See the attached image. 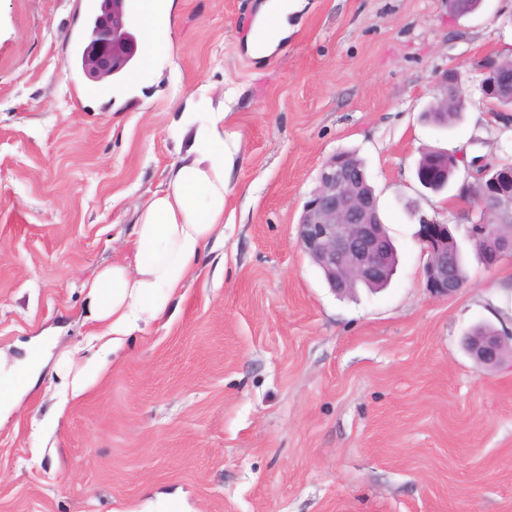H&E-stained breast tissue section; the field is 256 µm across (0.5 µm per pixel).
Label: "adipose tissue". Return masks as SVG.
Wrapping results in <instances>:
<instances>
[{
	"label": "adipose tissue",
	"instance_id": "adipose-tissue-1",
	"mask_svg": "<svg viewBox=\"0 0 512 512\" xmlns=\"http://www.w3.org/2000/svg\"><path fill=\"white\" fill-rule=\"evenodd\" d=\"M193 125L194 155L173 167L167 186L143 205L134 260L114 262L88 285L90 318L112 348L157 321L193 278L211 242L224 236V203L233 151L224 115L184 113Z\"/></svg>",
	"mask_w": 512,
	"mask_h": 512
}]
</instances>
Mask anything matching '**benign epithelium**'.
Returning <instances> with one entry per match:
<instances>
[{
    "label": "benign epithelium",
    "mask_w": 512,
    "mask_h": 512,
    "mask_svg": "<svg viewBox=\"0 0 512 512\" xmlns=\"http://www.w3.org/2000/svg\"><path fill=\"white\" fill-rule=\"evenodd\" d=\"M130 21L120 0H101L99 12L84 48L80 66L85 77L105 82L121 73L134 58L136 42L129 31ZM479 90L491 114L512 125V59L487 57L478 66ZM443 91L463 88V75L457 70L442 73ZM448 151L432 149L419 183L432 191L445 187ZM472 179L461 182L452 197L460 207L458 217L467 223V234L481 232L497 240V246L484 257L493 267L512 258V232L505 234L497 224L485 222L491 210L512 213V168L493 166L487 158L476 157L467 163ZM416 239L426 260L422 267L425 288L434 296L450 297L460 291L448 275V256L457 248L449 224L422 218ZM298 245L320 268L331 290L351 292L360 284L384 276L391 253L390 237L380 216L378 196L365 174H357L350 153L341 151L320 168L317 185L303 206L298 222ZM467 353L484 368L493 369L505 359L503 336L463 337Z\"/></svg>",
    "instance_id": "obj_1"
}]
</instances>
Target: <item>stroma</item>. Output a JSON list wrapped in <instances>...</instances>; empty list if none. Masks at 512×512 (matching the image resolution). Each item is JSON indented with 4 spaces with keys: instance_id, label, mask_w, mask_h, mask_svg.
I'll list each match as a JSON object with an SVG mask.
<instances>
[{
    "instance_id": "35a3bbf8",
    "label": "stroma",
    "mask_w": 512,
    "mask_h": 512,
    "mask_svg": "<svg viewBox=\"0 0 512 512\" xmlns=\"http://www.w3.org/2000/svg\"><path fill=\"white\" fill-rule=\"evenodd\" d=\"M265 0H175L154 66L89 82L73 60L96 0H0V387L39 384L0 421V512H512V258L432 296L415 237L453 220L416 163L441 148L512 160L476 64L512 48V0H302L276 53L245 40ZM466 77L460 122L424 118ZM225 111L238 150L224 240L169 311L105 352L86 283L133 258L143 204L190 145L184 109ZM365 160L399 253L388 288L339 297L297 243L321 165ZM101 369L72 394L60 371ZM494 329L489 324H478L470 332L473 336L465 335L462 340L467 353L486 369L499 366L505 359L506 340L501 334L496 336L498 333Z\"/></svg>"
}]
</instances>
